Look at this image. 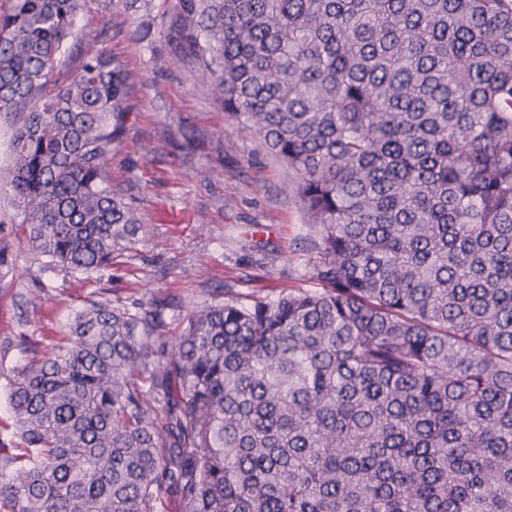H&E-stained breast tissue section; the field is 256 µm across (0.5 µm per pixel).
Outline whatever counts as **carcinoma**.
Listing matches in <instances>:
<instances>
[{"label": "carcinoma", "mask_w": 512, "mask_h": 512, "mask_svg": "<svg viewBox=\"0 0 512 512\" xmlns=\"http://www.w3.org/2000/svg\"><path fill=\"white\" fill-rule=\"evenodd\" d=\"M83 0H8L0 179L29 242L97 274L141 230L106 176L123 64ZM199 90L294 174L320 291L88 300L9 399L0 512H512V0H178Z\"/></svg>", "instance_id": "obj_1"}]
</instances>
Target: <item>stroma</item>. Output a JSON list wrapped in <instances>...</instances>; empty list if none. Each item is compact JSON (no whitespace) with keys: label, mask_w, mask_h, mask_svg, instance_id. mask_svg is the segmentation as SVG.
<instances>
[{"label":"stroma","mask_w":512,"mask_h":512,"mask_svg":"<svg viewBox=\"0 0 512 512\" xmlns=\"http://www.w3.org/2000/svg\"><path fill=\"white\" fill-rule=\"evenodd\" d=\"M176 0H84L80 39L123 61L127 116L108 164L110 182L142 218L135 245L92 276L46 270L0 181V453L15 454L11 383L33 354L69 333L85 299L120 308L166 301L175 337L199 306L247 304L319 290L317 235L293 175L264 143L226 121L197 89L195 62L174 56L167 35Z\"/></svg>","instance_id":"obj_1"}]
</instances>
